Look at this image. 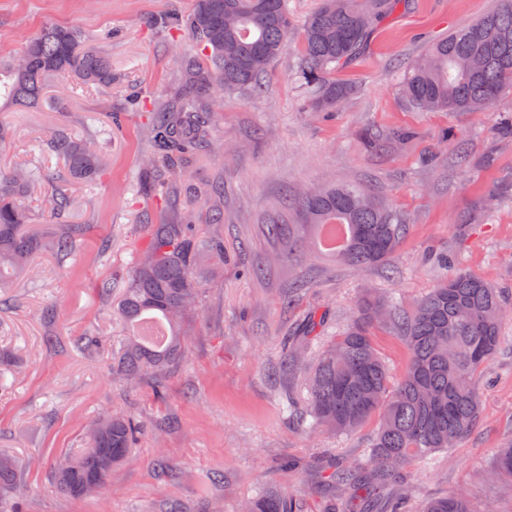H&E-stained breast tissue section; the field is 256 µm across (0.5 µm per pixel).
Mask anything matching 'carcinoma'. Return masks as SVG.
<instances>
[{
    "label": "carcinoma",
    "instance_id": "carcinoma-1",
    "mask_svg": "<svg viewBox=\"0 0 512 512\" xmlns=\"http://www.w3.org/2000/svg\"><path fill=\"white\" fill-rule=\"evenodd\" d=\"M409 0H321L300 33L288 13L287 0H197L194 11L172 28L197 39L199 53L189 56L181 73L176 100L157 116L151 129L155 145L145 170L178 190L196 150L208 143L205 112L214 111L208 92L262 90L263 77L288 41H298L297 77L310 92V107L326 112L353 93L336 80V71L362 52L374 26ZM74 74L82 82L112 88V63L83 48L73 28L44 25L31 36L23 53L0 61L7 100L37 105L54 75ZM512 90V0H501L481 17L433 44L403 79V91L425 110L478 112ZM409 138L363 131L362 143L373 150ZM49 147L63 164V174L49 200L51 209L70 205L65 192L73 180H92L104 168L103 158L85 140L60 130ZM30 169L0 170V291L26 273L33 257L49 250L66 259L78 241L77 229L61 227L45 238L27 230L25 199L35 180ZM297 224H268L266 234L284 243L283 254L295 257L306 244L320 255L347 266H381L398 249L407 217L368 194L357 184L333 185L301 194L295 202ZM336 229L343 244L322 248V238ZM224 245L197 235L190 224H154L150 245L138 261L117 302L128 326L161 323L167 336L158 343L141 332L130 333L117 357L116 370L127 377L164 371L181 356L182 322L196 307L202 288L200 269ZM512 315L505 291L464 270H452L409 312L368 295L357 304L353 322L323 345L307 377L306 414L315 424L338 433L352 432L378 420L366 461L334 468L323 477L348 501L363 489L381 484L385 473L411 462L427 465L432 455L455 446L477 425L481 396L475 375L487 366L503 341V321ZM387 321L409 351L405 371L392 381L376 351L370 326ZM324 317L310 318L305 332L290 339L291 352L310 349L323 339ZM135 426L120 413L104 414L90 425L88 450L60 465L54 480L66 494L90 493L108 481L101 461L112 468L126 461ZM18 475L16 460L0 453V512H15L11 494ZM512 477V444L501 449L491 472ZM247 512H303L301 501L278 490L247 505ZM422 512H471L463 492L428 499Z\"/></svg>",
    "mask_w": 512,
    "mask_h": 512
}]
</instances>
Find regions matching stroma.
<instances>
[{
    "mask_svg": "<svg viewBox=\"0 0 512 512\" xmlns=\"http://www.w3.org/2000/svg\"><path fill=\"white\" fill-rule=\"evenodd\" d=\"M195 5L0 0V57L18 54L52 22L79 29L88 48L111 60L113 76L108 90L52 81L49 101L38 109L0 106V122L11 131L0 168L28 166L38 175L27 201L32 227H82L65 261L37 256L0 307V350L12 356L0 368V452L19 464V512H166L173 502L188 512H243L247 501L274 488L299 493L306 512H346V500L323 484L318 466L362 459L377 423L351 435L302 426L295 408L306 400L315 357L304 355L296 372L279 373L289 339L314 313L326 315V336L342 332L368 292L410 308L447 275L442 256L512 290V203L497 202L467 227L456 223L512 181V143L498 137L512 119V91L479 112L424 111L402 91L406 70L429 43L493 12L498 0H411L376 25L364 53L341 71L355 91L336 111H312L295 74L293 40L261 93H222L220 109L208 115L221 150L194 162L185 196L197 231L224 244V275L204 281L172 368L134 379L114 373L112 355L126 327L113 305L147 248L149 225L178 214L166 185L143 174L145 131L152 113L175 97L181 59L197 45L159 21L188 15ZM58 128L91 142L106 165L95 180L70 183L71 207L54 213L45 197L62 163L46 140ZM366 129L410 137L370 151L359 139ZM490 152L495 160L488 165L482 158ZM335 183L362 185L408 218L387 266L322 259L301 265L265 235V225L293 223V192ZM504 333L509 343L478 378V426L457 447L436 453L430 467L388 473L361 502L362 512H384L403 490L413 510L424 498L462 490L473 512H512V480L488 475L499 448L512 443V320ZM372 334L392 377H400L408 362L401 337L387 323ZM87 336L98 337L97 350L85 349ZM112 411L141 428L130 458L92 494L60 493L57 461L83 447L89 423Z\"/></svg>",
    "mask_w": 512,
    "mask_h": 512,
    "instance_id": "35a3bbf8",
    "label": "stroma"
}]
</instances>
